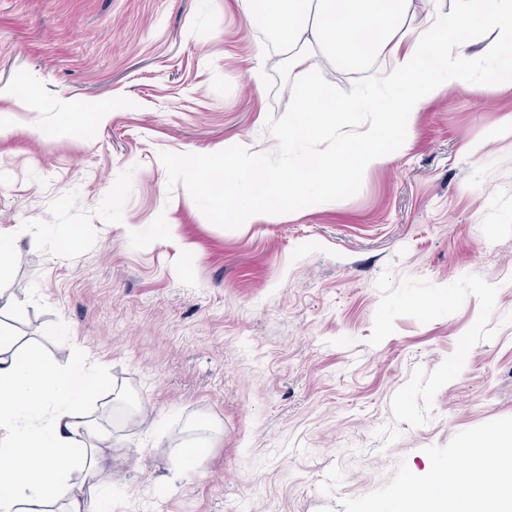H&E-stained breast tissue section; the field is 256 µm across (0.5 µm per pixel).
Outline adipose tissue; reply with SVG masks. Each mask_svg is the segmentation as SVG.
Returning <instances> with one entry per match:
<instances>
[{
	"mask_svg": "<svg viewBox=\"0 0 512 512\" xmlns=\"http://www.w3.org/2000/svg\"><path fill=\"white\" fill-rule=\"evenodd\" d=\"M248 20L284 31L294 86L309 80L311 102L288 118V139L312 138L326 123L373 113L360 140L340 142L315 168L298 156L287 174L252 179L257 154L242 151L224 162L212 212L221 220H269L284 208H313L336 186L361 171L390 161L386 149L396 130L444 88L468 82L483 60L469 53L470 26L499 30L512 41V0H239ZM328 67L382 58L385 77L359 87L349 99L325 104L329 80L314 75L309 61ZM102 380L79 359L59 365L33 348L20 349L0 330V512H95L97 480L111 469L108 435L85 412ZM466 467L448 462L429 480L409 478L393 499L373 512H512V434L479 430L459 448ZM501 481L488 485L487 469Z\"/></svg>",
	"mask_w": 512,
	"mask_h": 512,
	"instance_id": "1",
	"label": "adipose tissue"
}]
</instances>
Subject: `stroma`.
<instances>
[{
    "label": "stroma",
    "instance_id": "35a3bbf8",
    "mask_svg": "<svg viewBox=\"0 0 512 512\" xmlns=\"http://www.w3.org/2000/svg\"><path fill=\"white\" fill-rule=\"evenodd\" d=\"M468 37L472 88L429 101L390 162L225 223L190 159L292 158L293 71L237 0H0V229L20 237L0 291L28 306L25 345L106 380L86 409L112 512H370L473 431L512 430V84L501 34ZM203 434L180 474L175 437ZM174 447H202V448H173V454L175 459L180 463L179 470L181 472L188 471L191 469L195 462L205 455L209 448H212V441L206 440L205 443H200L196 446H185V444L181 446Z\"/></svg>",
    "mask_w": 512,
    "mask_h": 512
}]
</instances>
